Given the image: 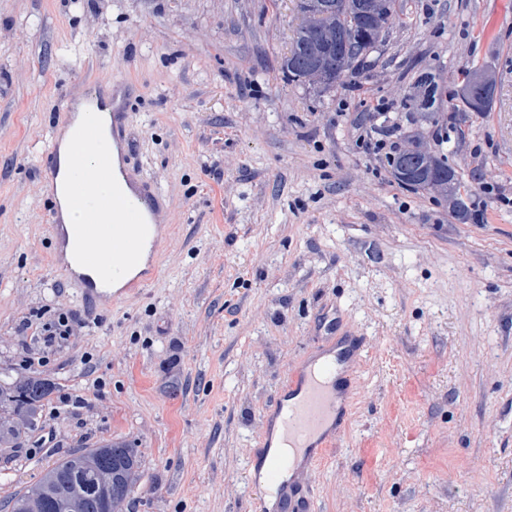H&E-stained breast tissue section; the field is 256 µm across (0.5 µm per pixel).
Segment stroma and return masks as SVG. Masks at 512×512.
<instances>
[{
	"mask_svg": "<svg viewBox=\"0 0 512 512\" xmlns=\"http://www.w3.org/2000/svg\"><path fill=\"white\" fill-rule=\"evenodd\" d=\"M399 2L320 94L279 67L298 0H0V368L41 357L55 382L54 445L0 448V499L127 440L142 477L123 512H251L262 414L332 325L365 357L301 477L310 512H512V0ZM472 69L494 81L481 112ZM104 78L133 94V161L173 230L156 278L93 311L53 261L40 152L63 97ZM386 132L448 162L465 217L393 177ZM68 311L75 336H23ZM489 86L490 81L482 72H475L469 75L462 88V94L473 110H480L482 108V100L478 95L483 93V90Z\"/></svg>",
	"mask_w": 512,
	"mask_h": 512,
	"instance_id": "stroma-1",
	"label": "stroma"
}]
</instances>
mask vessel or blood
Here are the masks:
<instances>
[{
    "label": "vessel or blood",
    "mask_w": 512,
    "mask_h": 512,
    "mask_svg": "<svg viewBox=\"0 0 512 512\" xmlns=\"http://www.w3.org/2000/svg\"><path fill=\"white\" fill-rule=\"evenodd\" d=\"M60 110L46 147L54 160L48 174L55 198L48 219L53 260L78 287L82 304L98 310L157 276L155 259L170 232L161 219L166 197L132 167V147L122 136L126 115L112 101L91 87L79 98L64 97ZM107 135L112 150L86 165V145ZM99 181L111 182L112 200L93 206L88 190ZM72 211L81 213L80 223H65L64 213ZM361 355L356 345L342 352L329 336L289 367L263 414L262 447L246 475L258 490L253 512H308L300 473L318 463L339 435L352 402L345 379Z\"/></svg>",
    "instance_id": "1"
}]
</instances>
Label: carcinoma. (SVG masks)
Listing matches in <instances>:
<instances>
[{"instance_id":"cac0c4a2","label":"carcinoma","mask_w":512,"mask_h":512,"mask_svg":"<svg viewBox=\"0 0 512 512\" xmlns=\"http://www.w3.org/2000/svg\"><path fill=\"white\" fill-rule=\"evenodd\" d=\"M361 0H299L305 21L295 31L292 47L282 58L281 69L294 81L305 80L306 73L319 66L332 49L326 37L340 35L351 45L356 56L372 51L379 39L366 41L357 36L364 25ZM52 385L39 376L12 378L0 375V448H20L24 438L37 428L39 410L51 394ZM141 455L135 445L125 440L95 448H84L59 460L37 483L6 501L9 512H27L31 495L55 503L60 512H104L108 500L123 503L134 491L141 476Z\"/></svg>"}]
</instances>
